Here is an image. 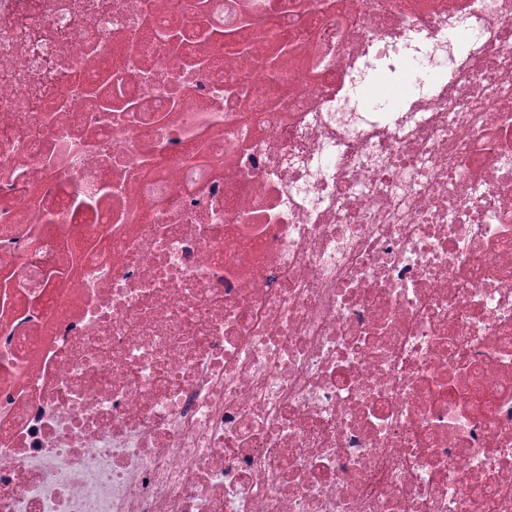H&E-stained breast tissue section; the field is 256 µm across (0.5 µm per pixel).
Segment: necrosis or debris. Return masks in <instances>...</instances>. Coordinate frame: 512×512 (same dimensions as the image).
I'll use <instances>...</instances> for the list:
<instances>
[{"label":"necrosis or debris","instance_id":"necrosis-or-debris-1","mask_svg":"<svg viewBox=\"0 0 512 512\" xmlns=\"http://www.w3.org/2000/svg\"><path fill=\"white\" fill-rule=\"evenodd\" d=\"M0 512H512V0H0Z\"/></svg>","mask_w":512,"mask_h":512}]
</instances>
